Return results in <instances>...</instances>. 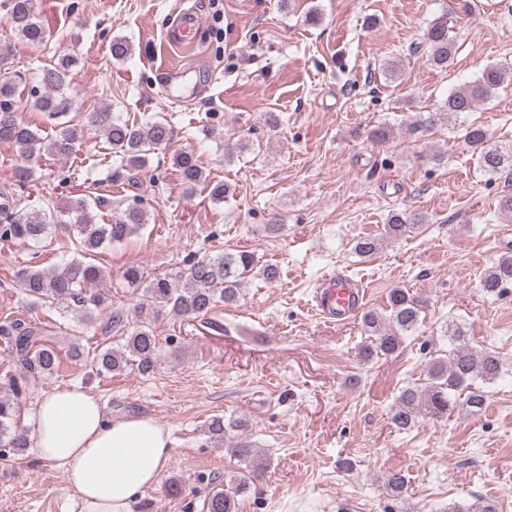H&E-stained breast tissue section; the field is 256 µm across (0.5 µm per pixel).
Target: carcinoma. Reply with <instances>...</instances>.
<instances>
[{"label": "carcinoma", "mask_w": 512, "mask_h": 512, "mask_svg": "<svg viewBox=\"0 0 512 512\" xmlns=\"http://www.w3.org/2000/svg\"><path fill=\"white\" fill-rule=\"evenodd\" d=\"M14 30L23 41L36 46L45 45L50 31L34 10L32 0H11ZM423 42L431 65L446 68L454 55V42L448 34V15L434 19L427 27ZM131 44L123 37L112 39L111 53L116 61L131 55ZM76 64L72 55L61 56L56 63L43 69L39 85L30 89L32 108L51 119L67 115L72 100L67 96L70 72ZM506 70L497 65L486 66L469 84L451 92L441 112H418L407 126L411 136L425 133L449 116L473 111L488 100L503 84ZM23 82L20 72L10 67L9 57L0 54V141L9 142L17 149L20 165L13 172L14 182L24 185L30 181L32 171L28 162L43 156L65 158L76 152L84 139V129L68 121L57 123L55 134L44 136L39 130L23 123L14 106V96ZM92 125L104 136L116 157L111 181L137 185V173L145 169L155 151L167 146L172 131L166 120L150 118L134 124L122 118L121 113L104 109L91 117ZM465 141L477 154L482 170L496 175L512 168V150L502 151L486 146L487 131L481 125L466 127ZM174 165L183 183L192 189L204 183L212 200H224V183L206 181L196 157L190 151L174 156ZM67 215L77 237L81 251L93 253L106 242H121L138 233L147 224V211L139 201L127 205L110 224L95 222L90 201L76 197L67 204ZM53 223V216L44 210L23 214L14 212V200L0 204V240L13 239L25 243H39L45 239ZM423 223L417 213L395 210L389 214L383 236L399 238L416 230ZM274 281L278 271L271 265L258 266L254 254L248 251L226 253L219 257H203L190 261L176 275L175 280L148 279L138 266H130L123 273L128 287L142 289L147 305L168 309L176 315L206 317L219 304H230L239 299L246 275L251 272ZM103 277L98 266L73 259L62 267L45 270L32 264L20 267L16 279L22 291L31 297L56 302L63 310L86 320L92 308L99 306L100 297L88 292ZM481 288L499 293L512 285V255H503L485 270L480 279ZM427 309L424 299L405 288L389 293L385 309H367L361 312L360 322L372 338L366 353L392 355L400 350L405 337L412 335L422 323ZM112 326L123 328V343L100 351L94 358L98 372L122 373L136 370L141 374L154 372L157 367L159 343L150 321L141 319L128 322L119 311L112 312ZM448 351L429 361L425 382L405 387L392 409L395 426L407 430L419 415L442 417L461 405L471 413L480 412L487 401L484 384L496 381L502 375V362L494 352H476L465 340L462 326L455 324L446 329ZM0 342L11 353L19 375H0V452H18L30 446L28 436L17 430L18 398L22 394L21 379L26 374H51L57 365L54 349L41 345L42 329L21 320L0 323ZM244 429L239 423L224 424V417L214 416L208 423L211 437L226 445L224 452L239 460L252 456L253 448L243 440L224 441L227 430ZM249 488L248 478L234 479L228 487H216L206 499V512H238V496Z\"/></svg>", "instance_id": "obj_1"}]
</instances>
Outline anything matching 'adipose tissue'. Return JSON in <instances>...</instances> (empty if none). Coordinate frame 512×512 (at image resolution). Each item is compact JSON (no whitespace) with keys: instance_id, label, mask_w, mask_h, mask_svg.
I'll return each mask as SVG.
<instances>
[{"instance_id":"ef3b65f1","label":"adipose tissue","mask_w":512,"mask_h":512,"mask_svg":"<svg viewBox=\"0 0 512 512\" xmlns=\"http://www.w3.org/2000/svg\"><path fill=\"white\" fill-rule=\"evenodd\" d=\"M28 423L33 453L61 468L79 512H134L171 457V433L153 416L108 418L99 398L79 386L45 394Z\"/></svg>"}]
</instances>
